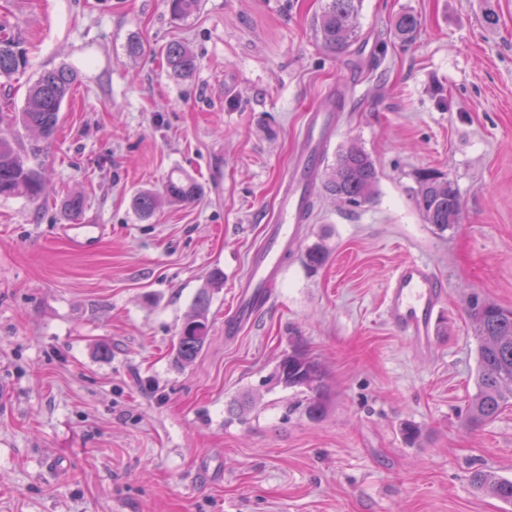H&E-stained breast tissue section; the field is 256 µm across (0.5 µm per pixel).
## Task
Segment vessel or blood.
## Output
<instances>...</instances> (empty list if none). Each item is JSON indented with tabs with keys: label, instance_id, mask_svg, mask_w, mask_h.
<instances>
[{
	"label": "vessel or blood",
	"instance_id": "b4317fda",
	"mask_svg": "<svg viewBox=\"0 0 512 512\" xmlns=\"http://www.w3.org/2000/svg\"><path fill=\"white\" fill-rule=\"evenodd\" d=\"M337 93H329L323 111L311 113L303 132L299 158L289 173L273 224L267 225L262 246L253 251L245 273L235 285L231 309L224 316V333L236 335L273 301L282 274L281 257L292 249L305 223L316 183L315 159L335 132ZM444 290L429 264L411 257L399 264L384 292L382 316L420 352H431L444 317Z\"/></svg>",
	"mask_w": 512,
	"mask_h": 512
}]
</instances>
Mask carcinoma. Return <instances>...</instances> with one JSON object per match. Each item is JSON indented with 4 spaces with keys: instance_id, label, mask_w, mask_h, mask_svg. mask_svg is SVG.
<instances>
[{
    "instance_id": "cac0c4a2",
    "label": "carcinoma",
    "mask_w": 512,
    "mask_h": 512,
    "mask_svg": "<svg viewBox=\"0 0 512 512\" xmlns=\"http://www.w3.org/2000/svg\"><path fill=\"white\" fill-rule=\"evenodd\" d=\"M362 0H326L316 19V28L322 46L334 55L347 53L358 39L357 16ZM171 16L182 20L196 13L201 0H167ZM420 22L412 14L401 15L394 26L395 35L405 41L412 40ZM165 61L174 78L190 76L197 67L196 55L191 47L180 41L169 43ZM23 62L20 41L10 32L0 29V78H11ZM77 73L67 67L47 69L28 89L21 111L10 114L0 112V127L17 122L37 131L46 139L57 131L63 104L71 96ZM379 175L371 156L356 145L339 152L336 165L327 173L326 190L348 207L358 208L369 202L376 193ZM201 194V187L184 176L170 177L160 192L144 190L132 199L134 209L143 218H149L166 203L190 202ZM43 183L37 171L30 168L15 140L0 136V197L23 196L31 201L42 198ZM416 208L426 222L440 230L459 223L462 212L458 190L447 175L431 169L417 176L414 192ZM323 246L316 244L304 255L305 266L318 270L326 261ZM224 285V272L216 268L208 276L207 287L194 299V315L185 321L177 334L176 360L194 361L207 340V313L210 293ZM467 315L475 326L478 340L476 392L466 412V422L479 428L495 419L501 410L512 403V309L502 307L474 294L468 304ZM276 375L287 387L306 388L316 394L306 406V412L317 417L324 407L321 394L322 372L319 364L306 350L295 345L284 354L276 367ZM472 481L488 495L512 503V481L479 470Z\"/></svg>"
}]
</instances>
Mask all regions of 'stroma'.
Returning <instances> with one entry per match:
<instances>
[{
	"instance_id": "35a3bbf8",
	"label": "stroma",
	"mask_w": 512,
	"mask_h": 512,
	"mask_svg": "<svg viewBox=\"0 0 512 512\" xmlns=\"http://www.w3.org/2000/svg\"><path fill=\"white\" fill-rule=\"evenodd\" d=\"M324 4L203 0L176 20L165 0H0V27L26 53L0 112L20 111L44 69L78 73L53 142L16 133L46 201L0 198V512H512L471 479L512 480V406L464 425L467 297L512 308V0H362L343 56L317 36ZM405 13L420 21L410 42L394 34ZM174 40L197 57L190 78L167 71ZM338 86L317 172L353 143L377 191L351 210L316 185L272 307L226 339L233 285L277 216L307 116ZM423 169L459 192L447 231L414 204ZM177 173L200 199L142 218L133 196ZM75 193L76 216L63 206ZM75 223L106 233L77 245L63 234ZM316 243L328 253L312 272ZM409 257L446 287L429 356L381 314ZM216 267L206 346L181 365L177 331ZM296 344L324 375L318 419L274 377Z\"/></svg>"
}]
</instances>
